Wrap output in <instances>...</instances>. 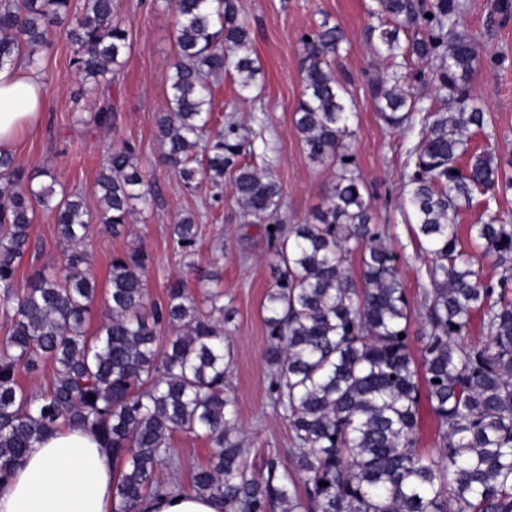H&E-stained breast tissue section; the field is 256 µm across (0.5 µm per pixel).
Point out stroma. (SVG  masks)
<instances>
[{
	"mask_svg": "<svg viewBox=\"0 0 512 512\" xmlns=\"http://www.w3.org/2000/svg\"><path fill=\"white\" fill-rule=\"evenodd\" d=\"M464 2L458 28L475 40L478 49L471 93L498 136V163L512 173V16L497 13L495 0ZM119 4L130 22V50L124 71L111 88L116 111L113 127L83 125L95 98L86 93L70 65L73 47L65 27H57L38 51L46 99L42 121L18 137L13 154L25 168L53 170L59 188L83 192L88 210L95 215L100 208L95 181L113 143L125 139L138 145L141 164L156 183L159 200L150 206L135 204L129 224L119 233L96 222L90 224L89 272L98 284H105L115 254L144 247L149 255L148 294L156 302L165 299L168 282L179 277L194 297H202L209 274L218 272L224 301L235 310L228 335L232 363L227 384L237 400L249 459L258 464L272 452L287 456L291 431L287 420L273 411L267 393V332L261 304L274 284L267 241L232 196L216 203L215 189L205 182L194 191H185L162 165L155 120L166 104L164 75L176 56L171 38L175 15L166 0H119ZM370 4L371 0H238L250 23L251 52L262 74L245 93L236 77L225 76L215 91L213 113L218 117L234 114L254 143V165L269 164L282 188L280 215L285 222L312 220L324 205L336 168L311 162L294 127L293 114L302 92L300 37L323 19L339 23L346 41L332 68L358 113L351 150L373 191L375 221L386 228V242L398 251L409 242L400 192L406 151L417 142L418 133L388 129L375 110L371 84L384 72L386 62L375 52ZM493 56L503 57V65L492 66L489 59ZM185 214L197 215L201 228L197 251L189 261L173 251L170 241L171 225ZM63 250L53 215L38 211L19 278L59 265ZM190 261L195 264L191 271L186 268ZM171 442L181 456V466L173 476L190 485L193 472L208 464L211 448L204 436L180 431Z\"/></svg>",
	"mask_w": 512,
	"mask_h": 512,
	"instance_id": "1",
	"label": "stroma"
}]
</instances>
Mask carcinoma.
<instances>
[{"label":"carcinoma","instance_id":"obj_1","mask_svg":"<svg viewBox=\"0 0 512 512\" xmlns=\"http://www.w3.org/2000/svg\"><path fill=\"white\" fill-rule=\"evenodd\" d=\"M372 2L370 13L381 21L376 52L388 61L372 84L380 119L402 131L423 111L405 72L413 57L437 63L433 80L453 109L421 117L403 182L415 256L429 260L420 302L401 279L408 256L388 248L374 223L351 151L354 103L331 70L343 29L326 19L300 38L303 92L294 125L308 159L334 163L338 172L313 220L286 224L281 186L271 171L246 161L254 147L239 121L228 115L208 133L212 90L224 74L244 91L261 75L237 0H167L178 56L156 122L162 162L187 191L203 181L221 191L230 176L236 203L264 222L275 278L262 304L268 392L288 421L293 448L286 463L276 452L258 467L248 461L236 400L226 390L231 353L224 338L234 310L223 291L198 300L177 278L163 302L148 301L142 247L112 257L104 292L85 270L93 219L117 232L134 202L158 199L135 144L126 140L106 157L95 217L81 193L56 194L51 169L32 173L0 153V197L7 199L0 206V306L10 322L0 340V483L42 439L76 424L119 461L113 512H139L143 500L185 489L159 477L180 463L170 445L176 431L207 437L212 458L194 473L191 489L224 503V512H512V224L492 217L470 225L469 251L455 224L461 204L512 191V175L496 162V132L473 104L477 53L457 30L461 0ZM63 24L74 47L70 64L96 97L82 122L109 128L110 88L130 50L117 0H83L78 8L72 0H0V68L22 58L38 67L37 51ZM414 29L423 37L402 44L400 32ZM478 132L484 145L471 152ZM41 208L54 213L67 248L59 268L21 280ZM199 235L190 215L171 225L173 249L185 258L196 254ZM489 256L504 267L495 283L480 275ZM355 258L357 279L350 273ZM99 302L103 321L90 335L87 317ZM414 312L418 356L411 351ZM475 318L481 340L471 338ZM163 328L171 335L162 342ZM44 362L54 376L30 394L19 373ZM424 403L438 422L433 453L418 448Z\"/></svg>","mask_w":512,"mask_h":512}]
</instances>
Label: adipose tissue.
Here are the masks:
<instances>
[{
  "label": "adipose tissue",
  "mask_w": 512,
  "mask_h": 512,
  "mask_svg": "<svg viewBox=\"0 0 512 512\" xmlns=\"http://www.w3.org/2000/svg\"><path fill=\"white\" fill-rule=\"evenodd\" d=\"M44 83L34 68L0 69V150L42 117ZM117 467L108 448L82 427L46 437L0 487V512H112ZM141 512H224L222 502L194 491L148 499Z\"/></svg>",
  "instance_id": "1"
}]
</instances>
